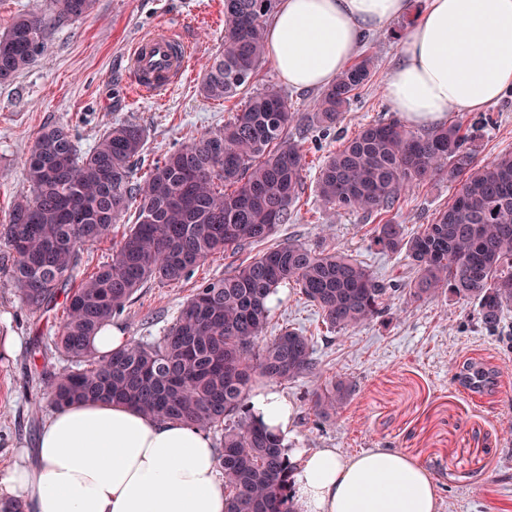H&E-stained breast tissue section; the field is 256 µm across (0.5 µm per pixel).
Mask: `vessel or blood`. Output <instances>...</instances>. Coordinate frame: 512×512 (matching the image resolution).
Here are the masks:
<instances>
[{
	"label": "vessel or blood",
	"instance_id": "1",
	"mask_svg": "<svg viewBox=\"0 0 512 512\" xmlns=\"http://www.w3.org/2000/svg\"><path fill=\"white\" fill-rule=\"evenodd\" d=\"M191 47L161 26L134 42L127 78L138 96L149 97L177 84L189 66Z\"/></svg>",
	"mask_w": 512,
	"mask_h": 512
}]
</instances>
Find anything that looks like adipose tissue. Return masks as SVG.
Wrapping results in <instances>:
<instances>
[{"mask_svg":"<svg viewBox=\"0 0 512 512\" xmlns=\"http://www.w3.org/2000/svg\"><path fill=\"white\" fill-rule=\"evenodd\" d=\"M409 0H279L266 54L289 87H328L366 33L402 17ZM512 89V0H425L401 44L385 97L417 126L481 112ZM252 412L290 438L294 410L278 391ZM217 454L203 431L103 401L51 413L32 455L0 470V504L24 512H225ZM297 512H437L425 470L397 451L345 457L289 446Z\"/></svg>","mask_w":512,"mask_h":512,"instance_id":"adipose-tissue-1","label":"adipose tissue"}]
</instances>
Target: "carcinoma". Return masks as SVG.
Wrapping results in <instances>:
<instances>
[{
    "label": "carcinoma",
    "instance_id": "cac0c4a2",
    "mask_svg": "<svg viewBox=\"0 0 512 512\" xmlns=\"http://www.w3.org/2000/svg\"><path fill=\"white\" fill-rule=\"evenodd\" d=\"M92 7L93 0H51L50 10L75 19ZM276 7L277 0H224V44L205 65L206 97L228 100L248 90ZM46 29V17L33 9L0 36L1 83L44 54ZM372 72L369 56L341 72L317 96L313 126L335 128ZM292 119L277 90L257 92L233 119L167 153L144 178L137 167L147 142L142 127L112 125L85 150L68 126L46 127L24 160L27 188L0 222V241L13 257L8 276L26 311L46 312L65 295L51 342L78 368L49 374L55 406L100 400L203 432L224 427L217 468L226 512H296L283 438L248 400L255 386L310 376L316 363L311 340L297 330L264 338L272 296L292 282L328 329L343 331L382 314L391 290L343 250L290 241L199 285L153 343L132 340L98 355L90 340L146 283L186 279L208 258L243 252L288 223L306 167L303 145L288 137ZM476 139L474 127L461 122L421 132L397 120L370 122L324 157L316 189L326 207L382 220L373 241L408 260L411 300L446 291L476 304L494 332L512 310V153L481 164ZM439 177L455 185L451 201L419 232L405 234L390 218L395 202ZM132 208L136 222L111 259L73 284L84 254ZM350 393L344 381L318 387L309 410L333 420Z\"/></svg>",
    "mask_w": 512,
    "mask_h": 512
}]
</instances>
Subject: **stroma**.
<instances>
[{
  "label": "stroma",
  "mask_w": 512,
  "mask_h": 512,
  "mask_svg": "<svg viewBox=\"0 0 512 512\" xmlns=\"http://www.w3.org/2000/svg\"><path fill=\"white\" fill-rule=\"evenodd\" d=\"M423 0H412L407 17L369 34L362 46L375 67L334 130L309 128L316 97L279 80L264 62L250 91L275 89L287 98L293 122L289 135L302 141L307 170L293 218L279 225L273 243L294 241L320 250L341 248L362 261L385 285H396L385 313L347 331H330L316 306L298 289L281 287L273 304L268 336L288 326L314 346V375L279 384L295 411L294 437L303 448H333L346 457L371 449L395 450L425 469L438 492L437 512H512V313L499 331H486L477 308L449 294L411 301V276L403 257L373 242L374 219L322 206L316 196L319 165L360 125L393 115L384 85L398 58L401 40ZM157 26L172 27L195 48L192 69L175 89L154 99H132L126 85L130 41ZM224 40V0H94L82 18L53 24L44 55L15 79L0 83V220L26 185L22 163L40 130L64 124L81 147H89L113 122L141 126L147 134L142 167L148 168L194 136L223 125L246 97L214 100L200 91L203 69ZM492 124L477 132V158L487 162L512 151V91L486 110ZM454 187L439 179L402 195L394 210L407 233L430 223ZM253 245L243 256L217 255L176 284L149 282L118 319L130 339L152 342L169 328L202 281L223 277L240 260L264 251ZM0 244V337L16 336L19 350L0 356V468L11 467L20 449H32L52 411L43 371L67 368L51 345L59 310L30 315L6 268ZM470 364L497 372L483 400L462 393L457 373ZM353 386L335 422L316 423L308 395L332 379Z\"/></svg>",
  "instance_id": "obj_1"
}]
</instances>
